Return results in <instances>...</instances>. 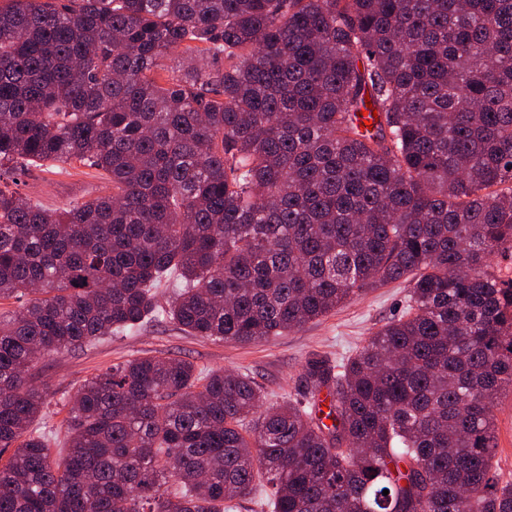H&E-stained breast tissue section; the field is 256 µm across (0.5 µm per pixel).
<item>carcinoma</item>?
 <instances>
[{
    "label": "carcinoma",
    "mask_w": 512,
    "mask_h": 512,
    "mask_svg": "<svg viewBox=\"0 0 512 512\" xmlns=\"http://www.w3.org/2000/svg\"><path fill=\"white\" fill-rule=\"evenodd\" d=\"M72 162L112 192L0 189V300L26 298L0 312V512H224L261 482L272 512H512V0H0V167ZM170 278L168 318L239 344L410 291L278 405L116 364L54 457L30 371L138 329ZM497 449L496 469L501 482H512V392L506 391L494 409Z\"/></svg>",
    "instance_id": "carcinoma-1"
}]
</instances>
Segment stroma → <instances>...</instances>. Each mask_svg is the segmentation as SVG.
I'll return each instance as SVG.
<instances>
[{
	"label": "stroma",
	"mask_w": 512,
	"mask_h": 512,
	"mask_svg": "<svg viewBox=\"0 0 512 512\" xmlns=\"http://www.w3.org/2000/svg\"><path fill=\"white\" fill-rule=\"evenodd\" d=\"M103 189V181L91 169L76 163L29 166L19 186L20 192L51 209L100 195ZM407 300L406 284H389L301 329L267 342L245 345L206 340L190 335L169 318H154L135 334L107 337L41 360L32 377L49 381L52 395L44 416L34 426L63 434L70 399L87 378L107 366L146 355L184 358L199 368L247 372L261 386L268 402L281 401L293 393L294 380L309 357L317 354L338 361L353 356L368 344L378 328L404 314ZM494 416L496 469L501 481L512 482V392L499 398Z\"/></svg>",
	"instance_id": "1"
}]
</instances>
